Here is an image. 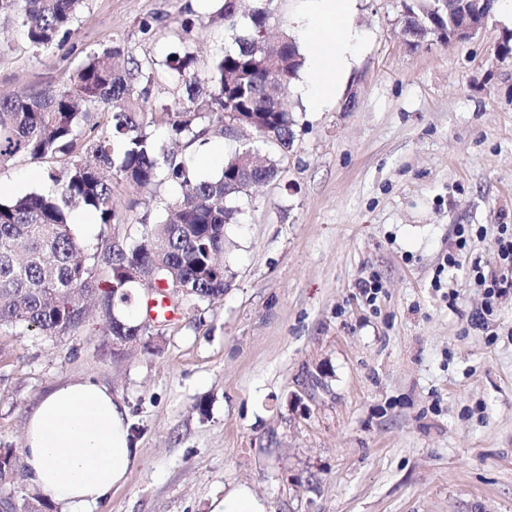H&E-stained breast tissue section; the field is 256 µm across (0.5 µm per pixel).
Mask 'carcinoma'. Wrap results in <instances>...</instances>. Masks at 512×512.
<instances>
[{
    "label": "carcinoma",
    "instance_id": "1",
    "mask_svg": "<svg viewBox=\"0 0 512 512\" xmlns=\"http://www.w3.org/2000/svg\"><path fill=\"white\" fill-rule=\"evenodd\" d=\"M84 0H0V15L15 22L30 46L48 51L65 42ZM214 18L230 31L242 27L239 0H218ZM402 18L425 34L445 12L439 0H403ZM273 15L263 0L247 15L234 46L200 76L186 51L167 56L166 66L184 85L169 105H155L156 60L137 58L114 43L94 52L60 88L0 98V165L22 158L48 163L50 189L0 201V330L25 327L46 336H68L87 319V301L106 300L113 310L134 302L135 284L112 288V237L105 232L86 246L72 219L85 209L108 228L126 223L114 206V184L145 189L159 182L181 188L165 204L166 216L144 214L140 238L125 246L126 264L157 271L158 263L180 270L186 297L212 302L224 297V225L235 220L234 202L245 195L241 181L279 173L266 159L257 174L242 172L234 150L221 172L201 178L171 154L147 128H165L193 144L224 134L228 112H247L253 132L288 152L297 119L284 108L288 85L304 64L295 38L277 45L258 40Z\"/></svg>",
    "mask_w": 512,
    "mask_h": 512
}]
</instances>
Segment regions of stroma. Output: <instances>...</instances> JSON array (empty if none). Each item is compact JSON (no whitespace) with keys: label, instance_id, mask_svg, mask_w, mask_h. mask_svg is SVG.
Listing matches in <instances>:
<instances>
[{"label":"stroma","instance_id":"1","mask_svg":"<svg viewBox=\"0 0 512 512\" xmlns=\"http://www.w3.org/2000/svg\"><path fill=\"white\" fill-rule=\"evenodd\" d=\"M400 11L357 0L365 41L329 107L310 110L291 83L296 139L224 227L223 300H181L160 334L121 351L96 309L63 338L0 335L1 446L22 448L42 396L91 378L126 405L138 451L92 512H210L239 485L268 512H512V296L479 322L469 276L472 260L498 266V227L512 225V60L497 56L512 15L413 49ZM115 41L157 59L167 104L181 93L167 55L191 46L203 74L233 35L199 0H84L72 35L37 52L0 16V97L61 86ZM237 145L172 149L206 178ZM45 168L0 166V198L41 190ZM178 192L116 185V241L137 240L136 217ZM461 224L481 234L448 271ZM372 279L373 302L359 288Z\"/></svg>","mask_w":512,"mask_h":512}]
</instances>
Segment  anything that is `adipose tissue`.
Listing matches in <instances>:
<instances>
[{"instance_id": "1", "label": "adipose tissue", "mask_w": 512, "mask_h": 512, "mask_svg": "<svg viewBox=\"0 0 512 512\" xmlns=\"http://www.w3.org/2000/svg\"><path fill=\"white\" fill-rule=\"evenodd\" d=\"M356 0H305L303 92L316 109L337 97L361 37L351 23ZM128 410L111 391L73 380L43 396L27 418L21 465L29 483L62 512H88L123 485L137 463Z\"/></svg>"}]
</instances>
